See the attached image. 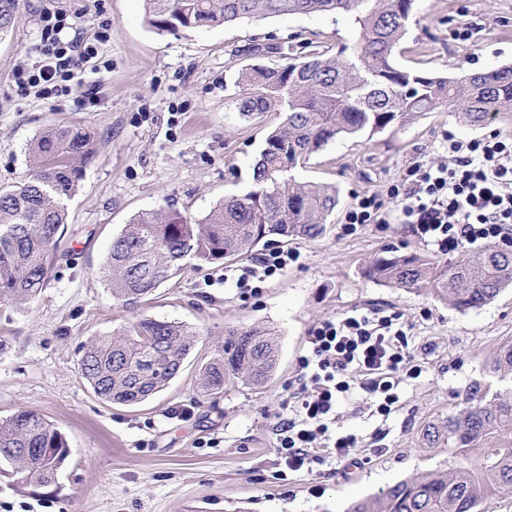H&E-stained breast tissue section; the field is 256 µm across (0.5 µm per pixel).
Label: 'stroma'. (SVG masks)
<instances>
[{
    "label": "stroma",
    "mask_w": 512,
    "mask_h": 512,
    "mask_svg": "<svg viewBox=\"0 0 512 512\" xmlns=\"http://www.w3.org/2000/svg\"><path fill=\"white\" fill-rule=\"evenodd\" d=\"M55 7L75 14L97 48L76 75L82 89H97L95 102L22 98L14 90V72L37 59L39 15ZM355 37L352 23L336 15L173 34L147 26L145 0H16L12 26L0 33V187L28 179L30 144L47 125L85 127L96 155L68 206L67 253L51 267L42 293L27 303L0 301V419L40 414L70 449L50 494L20 492L12 476H0V512H347L396 483L462 463L477 468L485 449L512 446L507 430L468 450L426 438L428 429L444 428L473 406L474 395L488 404L512 398V373L492 368L499 347L512 342V287L485 306L458 311L432 290L368 277L377 260L396 253L446 260L398 213L353 234L344 230L354 198H385L414 165L451 164L449 138L478 139L489 126L431 112L399 130L338 138L314 154L300 179L336 183L341 202L322 235H273L259 243L258 256L285 246L301 254L259 296L225 284L223 273L239 269L236 261L187 268L137 313L121 307L101 277L113 237L137 213L165 208L200 219L224 197L250 190L266 134L284 116L240 114L246 47L310 41L322 51ZM403 48L402 65L448 76L512 64V0H422ZM356 308L399 313L424 371L401 384L400 409L388 419L358 412L362 390L341 402L337 433L361 441L350 458L277 479L276 416L307 333ZM140 314L188 323L199 334L165 389L136 406L114 404L81 377L79 348ZM230 326L275 331L277 368L264 387L204 393L199 370Z\"/></svg>",
    "instance_id": "stroma-1"
}]
</instances>
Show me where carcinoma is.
I'll list each match as a JSON object with an SVG mask.
<instances>
[{
  "label": "carcinoma",
  "instance_id": "carcinoma-1",
  "mask_svg": "<svg viewBox=\"0 0 512 512\" xmlns=\"http://www.w3.org/2000/svg\"><path fill=\"white\" fill-rule=\"evenodd\" d=\"M146 22L164 32L190 31L297 14L351 17L357 38L336 53L299 59L283 45L251 44L252 56L277 53L281 66L252 65L238 79V109L252 118L281 112L253 167L252 189L234 195L201 220L177 211H145L112 240L103 278L112 297L135 310L161 284L189 265L251 253L266 237H315L340 201L331 183L303 181L296 170L340 136L374 135L403 127L429 112H450L470 126L512 115V65L448 77L403 66L397 55L416 0H146ZM36 169L27 181L0 189V301L26 302L45 288L48 265L65 236L68 202L82 177L79 164L95 154L93 137L75 124H51L35 139ZM369 277L397 288L434 291L466 311L493 301L512 285V251L489 246L434 265L416 254L382 258ZM196 331L178 321L141 318L121 334L98 336L81 347L82 377L103 399L136 405L163 390L181 371ZM274 333L231 327L200 371L212 394L238 384L261 386L277 367ZM494 370L512 371V343L503 344ZM512 429V401L477 405L448 421V439L471 448ZM69 456L64 435L34 412L0 421V475L29 480L28 489L56 485ZM512 489V448L487 449L480 469L461 465L398 483L348 512H474L483 500Z\"/></svg>",
  "mask_w": 512,
  "mask_h": 512
}]
</instances>
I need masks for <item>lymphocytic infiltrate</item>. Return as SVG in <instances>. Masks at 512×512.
Masks as SVG:
<instances>
[{
  "label": "lymphocytic infiltrate",
  "instance_id": "lymphocytic-infiltrate-1",
  "mask_svg": "<svg viewBox=\"0 0 512 512\" xmlns=\"http://www.w3.org/2000/svg\"><path fill=\"white\" fill-rule=\"evenodd\" d=\"M40 39L35 64L15 75L17 93H70L75 71L96 56V47L61 10L41 13ZM448 150L456 158L454 165L413 166L388 190L387 200L356 198L346 214L348 226L383 223L394 210L421 242L444 255L490 240L511 244L512 135L496 129L479 139L452 138ZM299 257V252L283 249L263 254L242 268L234 286L240 293L259 295L267 279ZM422 371L398 313L356 309L310 328L306 352L277 416L276 451L288 471H303L328 458L347 459L357 447L355 435L336 431L341 397L362 389L376 413L386 417L398 408L402 380Z\"/></svg>",
  "mask_w": 512,
  "mask_h": 512
}]
</instances>
